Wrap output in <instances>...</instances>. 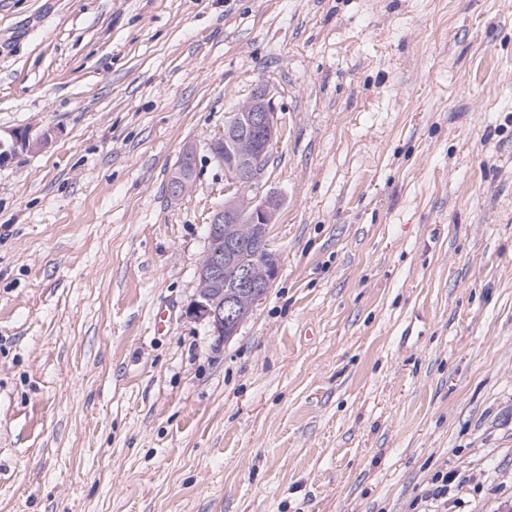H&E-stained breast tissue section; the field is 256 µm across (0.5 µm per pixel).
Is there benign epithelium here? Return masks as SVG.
Segmentation results:
<instances>
[{
	"label": "benign epithelium",
	"mask_w": 512,
	"mask_h": 512,
	"mask_svg": "<svg viewBox=\"0 0 512 512\" xmlns=\"http://www.w3.org/2000/svg\"><path fill=\"white\" fill-rule=\"evenodd\" d=\"M281 130L278 112L269 88L258 87L237 106L224 126V134L209 141L208 149L218 166L224 169V204L209 218L210 232L224 237V224L245 225L244 231L257 249L255 258L264 279H255L253 268L239 261L242 242L228 241L224 261L205 256L197 276L198 289L189 314L207 322L213 336L227 340L236 335L253 307L262 299L278 276L279 256L271 248L268 226L279 208L278 199L263 192L259 169L277 142ZM49 131L14 130L0 136V150L12 155L37 153L47 147ZM196 163L193 147L183 149L168 181L169 195L180 199L193 184L191 169ZM235 270L234 290L224 293V267Z\"/></svg>",
	"instance_id": "7a95c632"
}]
</instances>
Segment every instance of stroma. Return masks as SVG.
<instances>
[{"label": "stroma", "mask_w": 512, "mask_h": 512, "mask_svg": "<svg viewBox=\"0 0 512 512\" xmlns=\"http://www.w3.org/2000/svg\"><path fill=\"white\" fill-rule=\"evenodd\" d=\"M261 84L279 273L220 343L207 144ZM23 128L55 136L0 166V512H512V0H0ZM196 163V153L193 147L183 149L179 162L171 172L168 181L169 195L174 199H180L190 192L193 184L191 169Z\"/></svg>", "instance_id": "1"}]
</instances>
